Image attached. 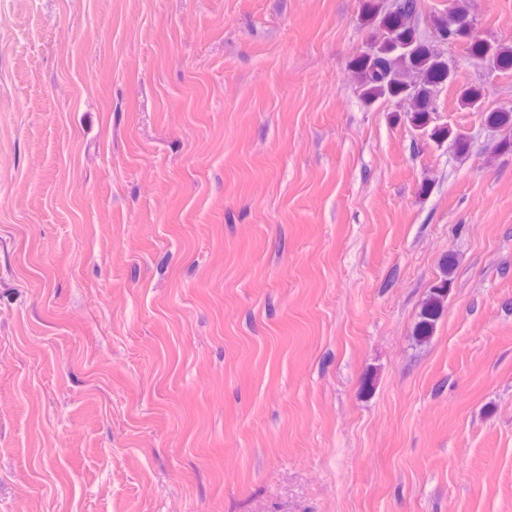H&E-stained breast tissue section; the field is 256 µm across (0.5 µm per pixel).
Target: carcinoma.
I'll return each mask as SVG.
<instances>
[{
  "label": "carcinoma",
  "mask_w": 512,
  "mask_h": 512,
  "mask_svg": "<svg viewBox=\"0 0 512 512\" xmlns=\"http://www.w3.org/2000/svg\"><path fill=\"white\" fill-rule=\"evenodd\" d=\"M391 10L385 0H374L365 6L364 24L371 29L363 50L352 60L359 97L367 103L378 100L407 106L406 115L413 127L436 141L449 140L457 152L470 148V138L458 129L432 125V113L437 111L436 97L440 87L454 77L448 60L431 42L454 41L463 45L467 58L481 65L493 63L496 70H512V47L478 38L466 0H454L452 6L433 17L432 41L419 33L417 21L421 13L419 0H398ZM481 87L467 85L459 90V106L478 110L484 103ZM486 124L498 129L502 138L499 147L512 149V110H493L485 117ZM455 259L448 254L440 262L441 279L423 302L412 335L424 344L428 342L442 317L450 275Z\"/></svg>",
  "instance_id": "obj_1"
}]
</instances>
